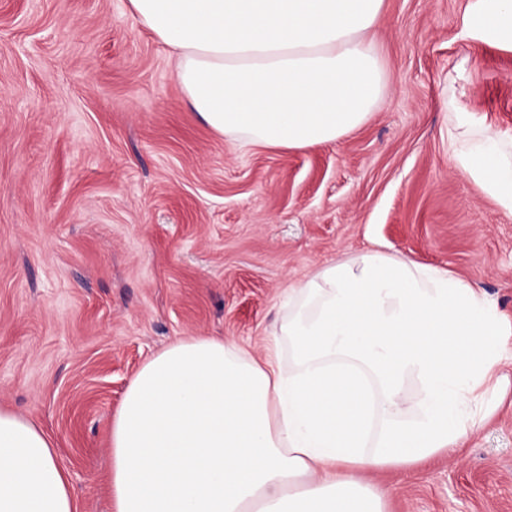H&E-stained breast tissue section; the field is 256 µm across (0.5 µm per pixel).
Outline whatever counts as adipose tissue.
Returning <instances> with one entry per match:
<instances>
[{
  "instance_id": "1",
  "label": "adipose tissue",
  "mask_w": 512,
  "mask_h": 512,
  "mask_svg": "<svg viewBox=\"0 0 512 512\" xmlns=\"http://www.w3.org/2000/svg\"><path fill=\"white\" fill-rule=\"evenodd\" d=\"M129 4L174 49L195 112L231 139L330 143L387 93L384 0ZM469 24L512 45V0H481ZM449 137L454 163L512 212V141L456 122ZM288 293L294 369L186 338L136 373L112 422L115 512H387L366 473L455 450L493 412L512 326L448 270L365 253ZM0 512H77L51 440L2 409Z\"/></svg>"
}]
</instances>
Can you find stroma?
I'll return each mask as SVG.
<instances>
[{"label":"stroma","instance_id":"obj_1","mask_svg":"<svg viewBox=\"0 0 512 512\" xmlns=\"http://www.w3.org/2000/svg\"><path fill=\"white\" fill-rule=\"evenodd\" d=\"M479 0H385L381 108L336 142L225 138L128 0H0V408L52 440L78 512H111L138 369L215 337L278 344L291 284L365 253L450 270L512 320V214L449 158L448 114L512 138V48ZM455 453L367 473L387 512H512V344Z\"/></svg>","mask_w":512,"mask_h":512}]
</instances>
